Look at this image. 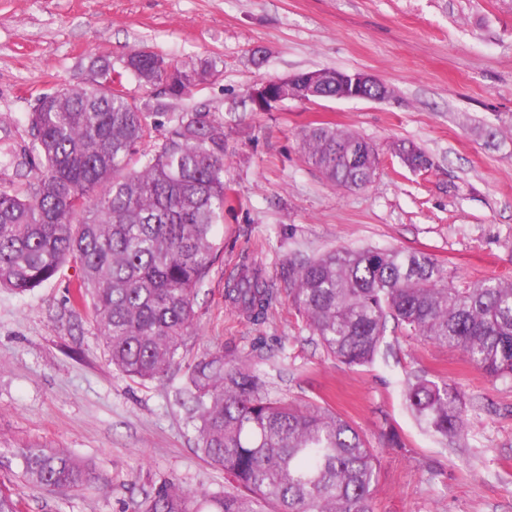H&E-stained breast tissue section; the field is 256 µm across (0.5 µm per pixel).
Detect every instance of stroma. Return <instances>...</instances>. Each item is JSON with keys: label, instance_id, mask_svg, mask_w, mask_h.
Masks as SVG:
<instances>
[{"label": "stroma", "instance_id": "35a3bbf8", "mask_svg": "<svg viewBox=\"0 0 512 512\" xmlns=\"http://www.w3.org/2000/svg\"><path fill=\"white\" fill-rule=\"evenodd\" d=\"M138 48L211 67L181 105L207 104L224 124V253L198 292L184 363L224 348L250 359L271 396L352 421L377 450L374 512H512L511 380L393 332L387 358L347 367L287 296L293 261L339 246L424 251L458 285L512 279V0H0V146L26 142L42 94L85 84L92 63L118 66ZM320 68L370 73L391 95L255 110L250 92L262 82ZM320 124L376 146L366 188H336L306 162L301 134ZM401 142L431 168L405 167ZM253 262L276 294L262 322L224 295ZM78 274L69 263L27 293L0 290V448H65L109 484L26 489L24 512H133L167 481L223 492L225 475L197 452L177 397L184 372L142 382L112 368L72 300ZM414 373L462 390L463 435L442 442L417 426L402 399ZM389 424L402 448L385 447Z\"/></svg>", "mask_w": 512, "mask_h": 512}]
</instances>
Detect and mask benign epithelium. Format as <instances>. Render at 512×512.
<instances>
[{"instance_id":"1","label":"benign epithelium","mask_w":512,"mask_h":512,"mask_svg":"<svg viewBox=\"0 0 512 512\" xmlns=\"http://www.w3.org/2000/svg\"><path fill=\"white\" fill-rule=\"evenodd\" d=\"M168 78L160 84V89L169 90L172 84L180 82L184 85L197 81V75L191 70L176 71L167 69ZM299 89L300 99L303 102H312L319 99L335 100H373L381 101L388 98L386 85L373 75L366 72H348L343 70H311L297 73L286 78H278L263 83L252 90L250 97L255 104L261 103L260 95L266 94L271 87L282 90L276 101L288 98V87Z\"/></svg>"}]
</instances>
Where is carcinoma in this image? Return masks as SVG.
Instances as JSON below:
<instances>
[{
	"label": "carcinoma",
	"instance_id": "1",
	"mask_svg": "<svg viewBox=\"0 0 512 512\" xmlns=\"http://www.w3.org/2000/svg\"><path fill=\"white\" fill-rule=\"evenodd\" d=\"M165 67L135 50L109 82L59 91L28 115V141L0 148V169L32 179L0 180V288L25 293L75 263L80 301L97 324L112 367L142 381L181 366L193 332L195 301L220 251L224 221V124L203 106L174 114L192 88L123 91L127 76L160 84ZM174 124L152 149L142 144ZM308 161L337 188L366 187L378 155L365 139L329 126L302 135ZM397 154L423 170L428 156L400 144ZM225 297L249 316H265L274 292L259 267L228 281ZM289 302L336 361L373 364L388 324L421 342L461 352L494 379L512 380V281L465 286L430 254L338 247L292 266ZM182 403L196 422L197 451L224 471L229 486L206 500L175 482L135 503V512H373L375 449L347 419L322 406L271 398L247 359L206 350L186 368ZM403 399L417 424L446 440L466 426L459 388L413 374ZM23 485L58 491L100 482L64 448L29 443L15 451ZM0 512H21L0 485Z\"/></svg>",
	"mask_w": 512,
	"mask_h": 512
}]
</instances>
